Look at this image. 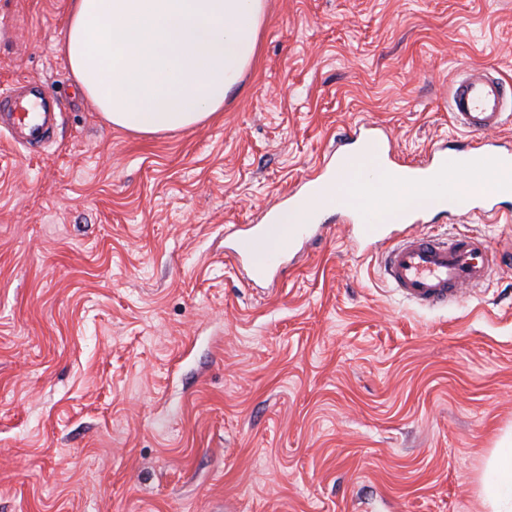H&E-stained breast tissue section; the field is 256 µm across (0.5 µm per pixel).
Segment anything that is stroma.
Wrapping results in <instances>:
<instances>
[{
  "label": "stroma",
  "mask_w": 512,
  "mask_h": 512,
  "mask_svg": "<svg viewBox=\"0 0 512 512\" xmlns=\"http://www.w3.org/2000/svg\"><path fill=\"white\" fill-rule=\"evenodd\" d=\"M70 0H0V89L63 97L52 143L0 137V512H488L512 432V199L430 213L500 259L421 309L329 210L272 282L230 241L355 127L399 161L460 132L464 68L512 82V0H266L258 53L209 120L113 127L61 49Z\"/></svg>",
  "instance_id": "stroma-1"
}]
</instances>
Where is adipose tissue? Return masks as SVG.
Masks as SVG:
<instances>
[{
    "instance_id": "adipose-tissue-1",
    "label": "adipose tissue",
    "mask_w": 512,
    "mask_h": 512,
    "mask_svg": "<svg viewBox=\"0 0 512 512\" xmlns=\"http://www.w3.org/2000/svg\"><path fill=\"white\" fill-rule=\"evenodd\" d=\"M264 8V0H70L63 48L77 87L113 126L181 130L223 109L255 57ZM435 197L430 185L377 171L367 153L333 193L285 212L281 223H308L338 198L397 223ZM483 496L491 512H512L511 438L491 456Z\"/></svg>"
}]
</instances>
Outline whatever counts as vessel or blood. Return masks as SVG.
<instances>
[{"label":"vessel or blood","mask_w":512,"mask_h":512,"mask_svg":"<svg viewBox=\"0 0 512 512\" xmlns=\"http://www.w3.org/2000/svg\"><path fill=\"white\" fill-rule=\"evenodd\" d=\"M448 109L464 131L499 128L512 120V83L485 69L465 70L450 86ZM60 112V103L40 82L28 81L0 91V121L27 145L41 144L53 137ZM366 149L379 151L385 164L393 165L390 141L374 128L360 127L337 145L336 157L326 172L327 180L337 178L349 161ZM461 159V153L453 147L441 146L410 166L407 175L427 182L437 172L459 166ZM500 196L495 187L477 192L464 188L448 191L449 199L465 200L468 211L488 215L496 214ZM277 215L276 209H269L265 223L252 225L234 240V256L248 263L254 277L284 273L287 258L319 238L309 224L294 225L284 236L276 234L273 224ZM346 216L366 245H382L381 264L387 282L418 306L431 308L456 301L475 291L491 272L493 252L483 239L406 234L395 240L388 236L385 225L372 216L352 208Z\"/></svg>","instance_id":"vessel-or-blood-1"}]
</instances>
